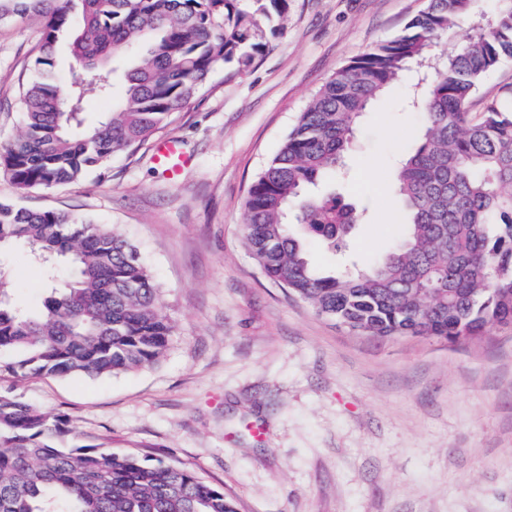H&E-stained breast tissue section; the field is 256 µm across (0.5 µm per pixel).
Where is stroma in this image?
<instances>
[{
  "label": "stroma",
  "mask_w": 512,
  "mask_h": 512,
  "mask_svg": "<svg viewBox=\"0 0 512 512\" xmlns=\"http://www.w3.org/2000/svg\"><path fill=\"white\" fill-rule=\"evenodd\" d=\"M282 32L240 74L217 68L154 139L53 189L0 202L116 226L144 256L177 334L161 362L115 376L0 372L13 392L69 420L67 445L135 452L223 487L239 512H512V324L451 344L356 334L270 281L243 236L256 175L298 114L352 60L402 34L427 0H288ZM38 25L0 26V154L21 132L20 83ZM404 86L375 100L333 190L363 208L358 264L383 257L405 226L392 192L424 126ZM175 138L176 175L154 159ZM14 308L39 312L45 267L24 244L0 250Z\"/></svg>",
  "instance_id": "stroma-1"
}]
</instances>
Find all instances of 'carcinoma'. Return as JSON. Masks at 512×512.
Listing matches in <instances>:
<instances>
[{"label": "carcinoma", "instance_id": "cac0c4a2", "mask_svg": "<svg viewBox=\"0 0 512 512\" xmlns=\"http://www.w3.org/2000/svg\"><path fill=\"white\" fill-rule=\"evenodd\" d=\"M488 13L475 0H429L409 33L356 59L317 92L278 153L252 183L244 237L264 274L317 314L377 337L450 344L512 323V100L467 106L486 75L512 61V0ZM288 0H0V24L34 20L43 52L22 87L21 135L0 170L18 188L51 189L105 168L119 151L169 124L227 65L238 74L268 48ZM467 19L474 34L447 55L431 40ZM71 36L62 83L54 45ZM404 81L426 117L418 147L400 162L396 190L407 231L367 269L315 265L307 241L333 255L360 221L342 197L317 192L340 173L359 118ZM112 112L77 134L84 102ZM22 242L50 275L43 310L0 302V371L16 377L114 376L157 365L175 335L160 288L137 247L115 228L52 210L0 203V247ZM68 421L0 394V512H238L224 489L161 459L96 445L67 447Z\"/></svg>", "mask_w": 512, "mask_h": 512}]
</instances>
